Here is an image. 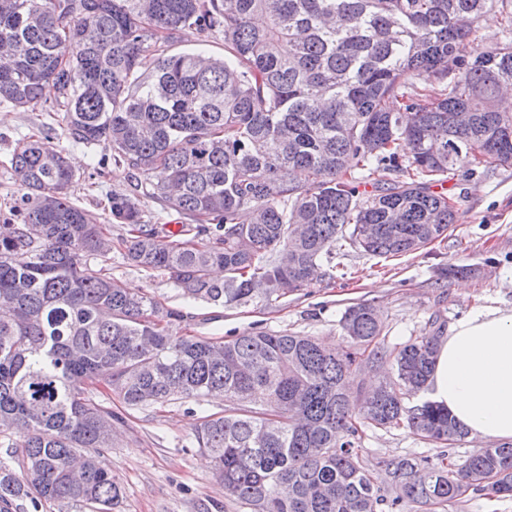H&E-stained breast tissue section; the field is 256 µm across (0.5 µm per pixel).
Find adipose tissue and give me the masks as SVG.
Returning a JSON list of instances; mask_svg holds the SVG:
<instances>
[{
	"label": "adipose tissue",
	"mask_w": 512,
	"mask_h": 512,
	"mask_svg": "<svg viewBox=\"0 0 512 512\" xmlns=\"http://www.w3.org/2000/svg\"><path fill=\"white\" fill-rule=\"evenodd\" d=\"M425 397L448 409L468 439L512 442V309L485 306L452 326Z\"/></svg>",
	"instance_id": "adipose-tissue-1"
}]
</instances>
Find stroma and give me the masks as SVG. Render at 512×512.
I'll return each mask as SVG.
<instances>
[{
  "label": "stroma",
  "mask_w": 512,
  "mask_h": 512,
  "mask_svg": "<svg viewBox=\"0 0 512 512\" xmlns=\"http://www.w3.org/2000/svg\"><path fill=\"white\" fill-rule=\"evenodd\" d=\"M46 126L52 127L55 145L66 151L75 170L76 181L69 190L72 202L98 215L100 223L110 224L103 206L110 194L130 192L129 170L113 163L105 146L75 143L56 126L45 100L22 108L0 103V214L20 205L23 196L8 164L14 147ZM467 170V165L456 164L444 184L446 192L459 199L456 222L445 239L386 260L342 249L336 260L344 266L345 278L315 281L269 305L201 306L192 320L169 324L170 335L224 341L246 331H264L316 336L337 344L345 308L366 302L381 313V340L391 346L423 335L435 320L449 327L482 306L511 309L512 166L488 176H471ZM110 226L113 238L125 236L123 225ZM448 264L466 265L475 273L460 281L440 279V268ZM87 265L104 270L130 291L168 306L180 303L166 274L131 266L122 246L89 257ZM99 399L124 418L112 450L101 458L122 486L121 512H247L225 497L210 459L192 442L202 413L195 401L131 409L105 393ZM475 448L467 439L450 446L428 442L402 427L369 434L361 457L380 480L385 460L407 455L433 459L444 453L458 463Z\"/></svg>",
  "instance_id": "stroma-1"
}]
</instances>
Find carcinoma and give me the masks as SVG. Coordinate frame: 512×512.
<instances>
[{"mask_svg": "<svg viewBox=\"0 0 512 512\" xmlns=\"http://www.w3.org/2000/svg\"><path fill=\"white\" fill-rule=\"evenodd\" d=\"M499 15L484 44L477 23ZM224 35V56L168 53L182 34ZM0 102L51 97L58 122L102 144L135 180L107 197L126 259L169 275L186 304H270L310 286L347 243L413 253L455 223L433 190L455 162L512 165V0H0ZM436 81L415 93L418 75ZM10 169L22 223L0 224V512L28 501L114 512L122 490L98 455L130 408L222 395L238 407L194 432L225 495L249 512H387L454 504L468 490L512 497V443L460 464L384 462L394 497L363 466L369 430L408 427L446 444L466 433L429 401L442 326L393 347L368 303L343 340L246 331L226 341L168 335L186 314L88 268L112 250L106 225L70 201L75 172L44 133ZM396 178L387 179L385 174ZM368 180L365 195L359 184ZM194 222L161 235L141 199ZM390 366L350 395L363 359Z\"/></svg>", "mask_w": 512, "mask_h": 512, "instance_id": "carcinoma-1", "label": "carcinoma"}]
</instances>
